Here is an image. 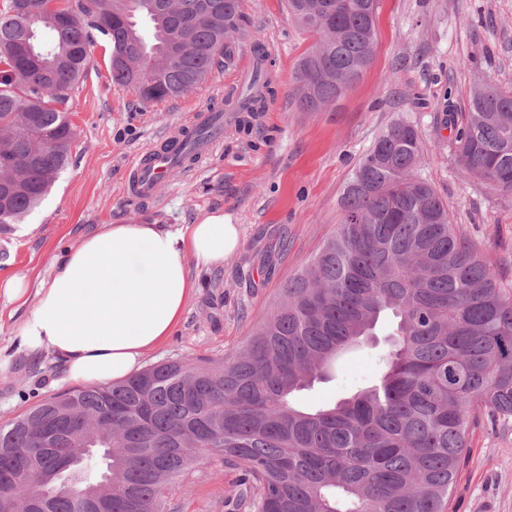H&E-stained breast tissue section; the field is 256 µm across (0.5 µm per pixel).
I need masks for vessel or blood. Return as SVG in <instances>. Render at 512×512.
I'll return each mask as SVG.
<instances>
[{
    "instance_id": "obj_1",
    "label": "vessel or blood",
    "mask_w": 512,
    "mask_h": 512,
    "mask_svg": "<svg viewBox=\"0 0 512 512\" xmlns=\"http://www.w3.org/2000/svg\"><path fill=\"white\" fill-rule=\"evenodd\" d=\"M223 128L221 115L201 111L188 122L168 126L161 146L141 151L131 162V178L124 187L126 196L136 200L151 198L156 185L170 175L179 152L192 150L199 161L209 157L222 138Z\"/></svg>"
}]
</instances>
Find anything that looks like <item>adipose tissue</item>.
<instances>
[{"label":"adipose tissue","mask_w":512,"mask_h":512,"mask_svg":"<svg viewBox=\"0 0 512 512\" xmlns=\"http://www.w3.org/2000/svg\"><path fill=\"white\" fill-rule=\"evenodd\" d=\"M239 245L238 226L220 212L173 227L100 225L71 245L37 288L18 346L31 355L53 353L73 382L126 379L178 326L194 288L189 264L219 266Z\"/></svg>","instance_id":"adipose-tissue-1"}]
</instances>
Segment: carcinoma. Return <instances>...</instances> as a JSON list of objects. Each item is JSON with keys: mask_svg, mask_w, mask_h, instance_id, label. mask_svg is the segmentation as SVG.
<instances>
[{"mask_svg": "<svg viewBox=\"0 0 512 512\" xmlns=\"http://www.w3.org/2000/svg\"><path fill=\"white\" fill-rule=\"evenodd\" d=\"M8 0L0 13V232L49 195L70 161L66 106L90 64L92 32L110 45L112 81L143 104L187 95L230 56L240 0ZM376 0H287L316 42L299 61L293 95L305 112L336 102L369 67ZM238 110L272 93L268 55L253 45ZM461 165L512 194V91L484 83L452 117ZM424 143L395 123L360 159L343 218L280 289L271 312L232 357L167 360L117 383L46 397L0 424V495L22 512H167L168 485L195 449L243 472L250 512H447L481 419L512 418V296L452 223L418 171ZM394 321L376 377L333 404L296 400L344 352L372 345ZM62 427L40 455L36 425ZM95 435L89 460L73 463Z\"/></svg>", "mask_w": 512, "mask_h": 512, "instance_id": "obj_1", "label": "carcinoma"}]
</instances>
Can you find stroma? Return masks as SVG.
<instances>
[{
    "label": "stroma",
    "instance_id": "1",
    "mask_svg": "<svg viewBox=\"0 0 512 512\" xmlns=\"http://www.w3.org/2000/svg\"><path fill=\"white\" fill-rule=\"evenodd\" d=\"M241 27L223 71L184 97L140 105L113 83L109 46L95 37L93 62L67 104L75 140L69 166L28 216V236L0 233V279L48 278L64 249L102 224H194L223 212L240 229V246L223 266H190L195 289L179 325L149 349L144 366L165 360L196 365L236 354L288 277L317 252L342 219V196L360 158L396 122L413 124L426 150L419 171L512 292V195L474 178L454 148L452 112L466 111L473 88L492 80L512 88V0H379L374 61L336 104L302 111L292 94L299 58L315 43L289 17L286 0H241ZM269 53L273 93L256 117L224 115V139L210 159L158 183L150 201L124 191L131 161L171 124L221 105L253 63L252 42ZM34 295H0V424L37 400L69 390L50 353L30 356L17 330ZM392 331L376 329V347L344 354L329 378L298 394L315 407L373 378L374 354ZM453 488L448 512H512V421L481 422ZM240 470L202 454L171 485V512H244L231 494Z\"/></svg>",
    "mask_w": 512,
    "mask_h": 512
}]
</instances>
